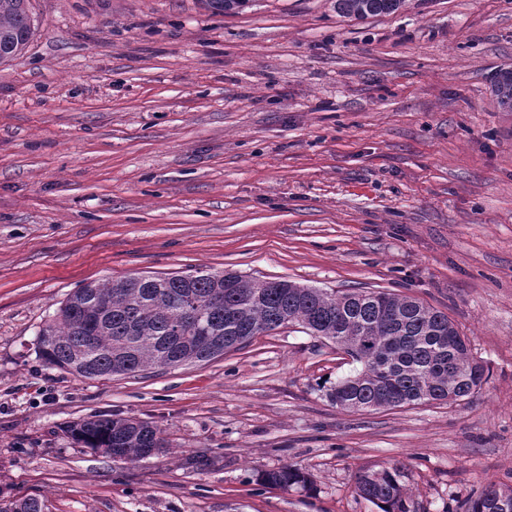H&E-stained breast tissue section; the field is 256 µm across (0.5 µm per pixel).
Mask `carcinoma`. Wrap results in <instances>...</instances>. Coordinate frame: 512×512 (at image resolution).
<instances>
[{"instance_id":"1","label":"carcinoma","mask_w":512,"mask_h":512,"mask_svg":"<svg viewBox=\"0 0 512 512\" xmlns=\"http://www.w3.org/2000/svg\"><path fill=\"white\" fill-rule=\"evenodd\" d=\"M402 0H336L357 19L390 14ZM34 20L27 0H0V62L28 45ZM492 93L512 110V69L495 76ZM87 283L62 303L40 331L38 352L51 367L95 379L208 362L254 337L289 324L336 344L359 367L325 396L337 409L443 405L478 390L488 368L475 361L448 314L387 291L329 292L287 280L249 279L233 272L138 277ZM78 442L114 461H138L167 448L160 427L132 417L96 415L73 425ZM396 465L355 475V491L380 512H410ZM260 481L282 489L311 487L294 465L267 470ZM38 497L11 501L0 512H45ZM463 512H512V487L491 483L473 492Z\"/></svg>"}]
</instances>
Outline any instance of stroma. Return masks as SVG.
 <instances>
[{
  "instance_id": "1",
  "label": "stroma",
  "mask_w": 512,
  "mask_h": 512,
  "mask_svg": "<svg viewBox=\"0 0 512 512\" xmlns=\"http://www.w3.org/2000/svg\"><path fill=\"white\" fill-rule=\"evenodd\" d=\"M29 0L0 64V500L49 512H379L363 469L402 471L410 512L512 484V0ZM233 271L408 295L490 369L447 405L344 412L354 368L297 325L206 363L85 379L40 329L91 281ZM119 414L166 452L122 462L71 425ZM203 452L199 473L185 458ZM302 467L310 490L261 485ZM402 0H337V9L356 19L390 14L401 7ZM492 93L498 104L512 110V69L502 68L495 76Z\"/></svg>"
}]
</instances>
